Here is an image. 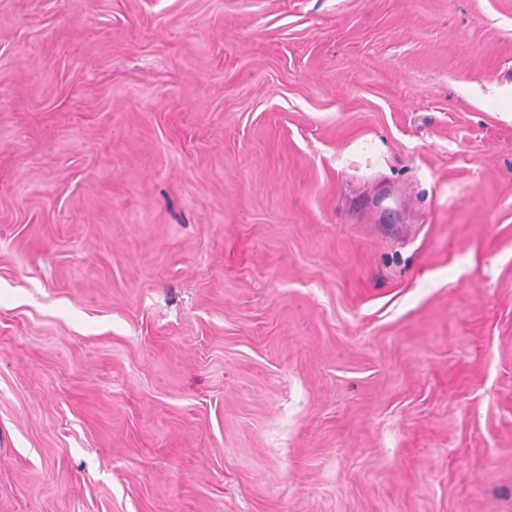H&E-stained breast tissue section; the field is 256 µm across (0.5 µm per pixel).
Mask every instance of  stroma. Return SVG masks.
I'll use <instances>...</instances> for the list:
<instances>
[{"mask_svg": "<svg viewBox=\"0 0 512 512\" xmlns=\"http://www.w3.org/2000/svg\"><path fill=\"white\" fill-rule=\"evenodd\" d=\"M0 512H512V0H0Z\"/></svg>", "mask_w": 512, "mask_h": 512, "instance_id": "obj_1", "label": "stroma"}]
</instances>
